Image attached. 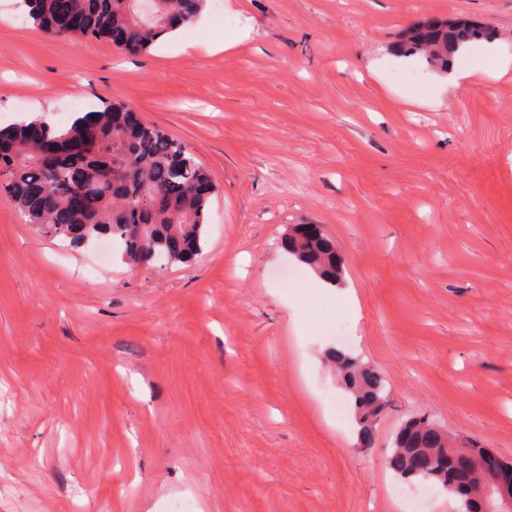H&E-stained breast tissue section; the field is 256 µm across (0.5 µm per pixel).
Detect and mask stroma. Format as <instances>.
<instances>
[{
	"label": "stroma",
	"instance_id": "1",
	"mask_svg": "<svg viewBox=\"0 0 512 512\" xmlns=\"http://www.w3.org/2000/svg\"><path fill=\"white\" fill-rule=\"evenodd\" d=\"M219 2L205 40L130 55L0 0L1 126L123 103L216 185L172 267L99 263L0 191V512H407L399 485L454 512L388 455L421 415L512 461V70L481 43L440 83L392 48L467 15L512 51V0ZM296 224L335 242L339 285L281 249ZM331 327L389 382L369 448L335 414Z\"/></svg>",
	"mask_w": 512,
	"mask_h": 512
}]
</instances>
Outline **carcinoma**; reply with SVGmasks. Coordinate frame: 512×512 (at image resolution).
<instances>
[{
    "label": "carcinoma",
    "instance_id": "obj_1",
    "mask_svg": "<svg viewBox=\"0 0 512 512\" xmlns=\"http://www.w3.org/2000/svg\"><path fill=\"white\" fill-rule=\"evenodd\" d=\"M35 27L53 36L105 40L129 54H141L177 29L138 16V0H34ZM205 0H157L163 14H177L189 25ZM494 36L468 18L451 22L425 18L394 45L403 57L419 56L443 72L460 49ZM44 142L83 144L84 153L61 156L46 171L39 163ZM3 188L31 224L72 248L102 238L117 245L125 263L158 261L185 264L202 252L212 196L194 191L210 180L195 154L162 130L133 118L121 104L87 112L70 124L52 129L32 121L0 128ZM91 183L100 190L82 208L70 204L74 185ZM282 248L320 276L339 281L343 262L333 241L323 235L302 240L293 234ZM351 397L361 446L370 448L378 418L386 409L388 381L377 369L349 353L329 354ZM488 449L461 436L451 438L423 417L411 418L396 432L388 463L405 481L439 483L455 498V512H496L479 500L483 456Z\"/></svg>",
    "mask_w": 512,
    "mask_h": 512
}]
</instances>
